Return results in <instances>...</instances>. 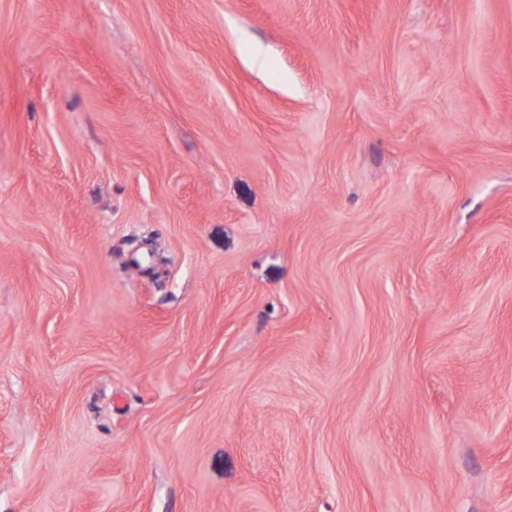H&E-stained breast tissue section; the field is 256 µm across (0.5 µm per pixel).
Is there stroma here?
Wrapping results in <instances>:
<instances>
[{
  "instance_id": "1",
  "label": "stroma",
  "mask_w": 512,
  "mask_h": 512,
  "mask_svg": "<svg viewBox=\"0 0 512 512\" xmlns=\"http://www.w3.org/2000/svg\"><path fill=\"white\" fill-rule=\"evenodd\" d=\"M0 512H512V0H0Z\"/></svg>"
}]
</instances>
